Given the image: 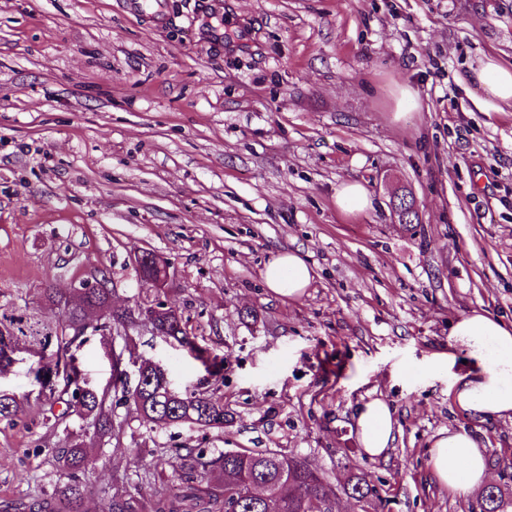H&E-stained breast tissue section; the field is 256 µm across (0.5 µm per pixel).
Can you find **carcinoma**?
Here are the masks:
<instances>
[{"instance_id": "1", "label": "carcinoma", "mask_w": 512, "mask_h": 512, "mask_svg": "<svg viewBox=\"0 0 512 512\" xmlns=\"http://www.w3.org/2000/svg\"><path fill=\"white\" fill-rule=\"evenodd\" d=\"M112 288H73L62 294L54 288L43 289L49 302L63 303L62 316L56 320L36 312L19 310L0 312V346L23 345L46 353V362L33 368L37 383L50 387L49 406L62 405L57 418L91 416L101 422L93 436L120 439L127 418L116 413L117 406L131 403L142 423L155 428L193 424L224 430V403L207 391L183 393L178 398L167 395L153 366L141 364L138 385L129 387L115 377L103 389L89 387L79 365L76 351L89 336H73L65 332L67 325L83 320L91 307L108 308ZM162 331L196 358L204 359L206 350L195 342L181 315L162 324ZM61 390H56L58 380ZM24 411L17 397L0 388V419H12ZM85 441L71 442L56 454L70 481L51 496L28 501L0 502V512H83L85 489L75 471L93 464ZM177 469L182 488L169 493L162 476H157L153 499L142 502L125 486L114 488L112 512H301L305 495L317 499L330 497L323 475L313 469L305 458L280 448L263 450H216L187 448L178 455ZM349 492L360 498H374L377 491L362 476L348 483ZM507 502L500 487L486 489L481 495L480 512H506Z\"/></svg>"}]
</instances>
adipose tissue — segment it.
Returning <instances> with one entry per match:
<instances>
[{
    "label": "adipose tissue",
    "mask_w": 512,
    "mask_h": 512,
    "mask_svg": "<svg viewBox=\"0 0 512 512\" xmlns=\"http://www.w3.org/2000/svg\"><path fill=\"white\" fill-rule=\"evenodd\" d=\"M474 79L485 93L486 103H512V68L489 57L474 70ZM263 278L273 292L295 296L312 280L305 260L293 252L276 256L265 267ZM449 336L475 358L487 351L497 355L495 363L462 373L450 372L447 363L437 361L427 368L412 365L408 377L444 376L454 406L484 420H512V326L485 314L472 312L451 322ZM358 442L369 457L384 456L395 439V417L390 404L380 397L362 401L356 408ZM432 471L450 491L466 494L491 480L485 452L466 431L440 432L431 450Z\"/></svg>",
    "instance_id": "adipose-tissue-1"
}]
</instances>
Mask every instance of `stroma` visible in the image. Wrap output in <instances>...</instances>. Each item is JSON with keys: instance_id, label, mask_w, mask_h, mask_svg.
Here are the masks:
<instances>
[{"instance_id": "stroma-1", "label": "stroma", "mask_w": 512, "mask_h": 512, "mask_svg": "<svg viewBox=\"0 0 512 512\" xmlns=\"http://www.w3.org/2000/svg\"><path fill=\"white\" fill-rule=\"evenodd\" d=\"M512 64V0H0V306L59 317L42 296L106 273L115 307L176 308L212 357L215 382L179 345L136 334L140 360L181 391L214 390L223 430L139 425L90 451L86 512H111L112 482L148 498L172 485L185 448H280L342 490L365 475L374 512H479L449 493L430 449L463 428L512 500V421L457 410L446 379L403 367L453 357L448 338L477 311L512 324V107L479 105V59ZM371 206L336 204L344 183ZM411 192L418 219L390 206ZM167 259L169 288L142 287L129 262ZM298 253L313 272L297 297L271 292L266 264ZM94 336L78 353L91 382L112 378ZM27 354L0 376L25 401L0 421V500L51 493L67 430L40 395ZM393 408L385 456L360 448L354 408ZM336 204L344 212L360 213L370 206L369 193L361 183L347 182L337 190Z\"/></svg>"}]
</instances>
